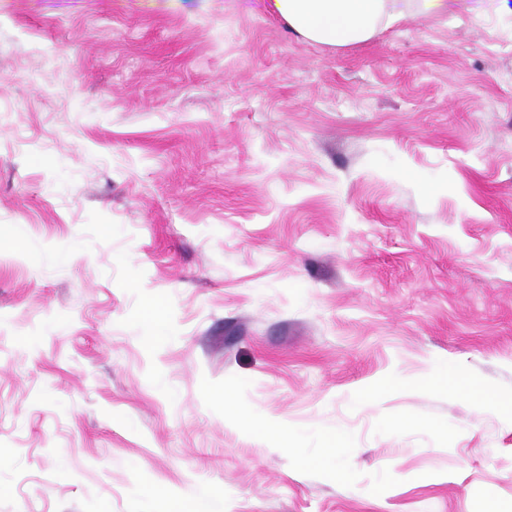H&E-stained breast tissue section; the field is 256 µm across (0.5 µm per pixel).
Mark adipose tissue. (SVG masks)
<instances>
[{
    "instance_id": "1",
    "label": "adipose tissue",
    "mask_w": 512,
    "mask_h": 512,
    "mask_svg": "<svg viewBox=\"0 0 512 512\" xmlns=\"http://www.w3.org/2000/svg\"><path fill=\"white\" fill-rule=\"evenodd\" d=\"M452 0H270L273 13L306 40L342 48L364 43L409 17L447 14Z\"/></svg>"
}]
</instances>
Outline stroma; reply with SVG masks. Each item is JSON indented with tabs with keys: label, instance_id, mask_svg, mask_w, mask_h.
<instances>
[{
	"label": "stroma",
	"instance_id": "1",
	"mask_svg": "<svg viewBox=\"0 0 512 512\" xmlns=\"http://www.w3.org/2000/svg\"><path fill=\"white\" fill-rule=\"evenodd\" d=\"M446 371L512 394V11L0 0V512H512ZM452 0H270L271 10L306 40L342 48L364 43L408 17L448 14Z\"/></svg>",
	"mask_w": 512,
	"mask_h": 512
}]
</instances>
